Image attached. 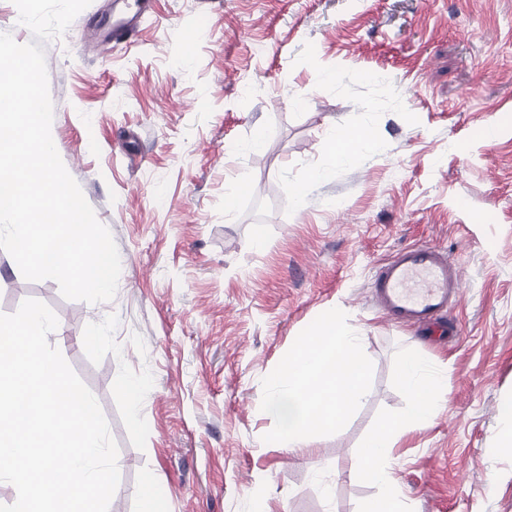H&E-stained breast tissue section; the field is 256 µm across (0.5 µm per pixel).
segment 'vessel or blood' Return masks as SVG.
Here are the masks:
<instances>
[{
  "mask_svg": "<svg viewBox=\"0 0 512 512\" xmlns=\"http://www.w3.org/2000/svg\"><path fill=\"white\" fill-rule=\"evenodd\" d=\"M371 288L396 321L424 326L430 334H446L441 316L462 288L460 269L430 245L400 250L376 271Z\"/></svg>",
  "mask_w": 512,
  "mask_h": 512,
  "instance_id": "b4317fda",
  "label": "vessel or blood"
}]
</instances>
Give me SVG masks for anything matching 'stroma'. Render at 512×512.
<instances>
[{
    "label": "stroma",
    "mask_w": 512,
    "mask_h": 512,
    "mask_svg": "<svg viewBox=\"0 0 512 512\" xmlns=\"http://www.w3.org/2000/svg\"><path fill=\"white\" fill-rule=\"evenodd\" d=\"M118 6L91 0L43 44L52 138L117 246L115 296L66 299L0 249V314L52 309L49 342L118 446L109 512H138L148 476L161 512H359L378 489L352 472L409 403V352L448 394L395 450L406 512H512V0H153L134 43L96 53ZM359 127L374 148L331 161L328 136ZM420 244L463 270L459 338L372 299L376 267ZM332 308L372 386L292 456L262 440L261 381Z\"/></svg>",
    "instance_id": "35a3bbf8"
}]
</instances>
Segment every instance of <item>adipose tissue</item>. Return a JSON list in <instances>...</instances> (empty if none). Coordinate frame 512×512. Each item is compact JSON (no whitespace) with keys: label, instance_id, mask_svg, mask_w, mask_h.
<instances>
[{"label":"adipose tissue","instance_id":"1","mask_svg":"<svg viewBox=\"0 0 512 512\" xmlns=\"http://www.w3.org/2000/svg\"><path fill=\"white\" fill-rule=\"evenodd\" d=\"M398 377L411 401L402 418L384 424L365 445L358 474L376 486L379 493L366 501L360 512H403L390 464L393 449L409 432L431 425L446 398L445 377L419 355L411 354L401 360Z\"/></svg>","mask_w":512,"mask_h":512}]
</instances>
